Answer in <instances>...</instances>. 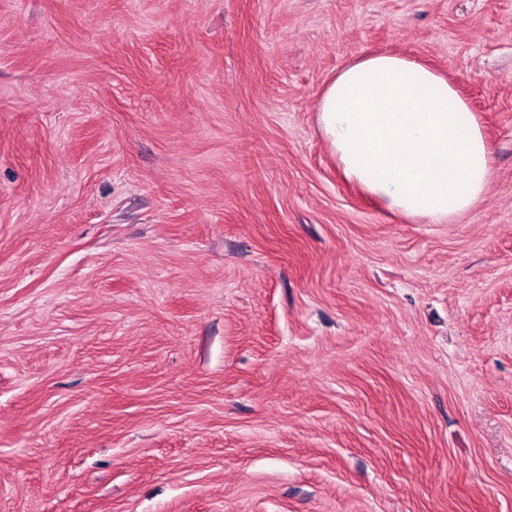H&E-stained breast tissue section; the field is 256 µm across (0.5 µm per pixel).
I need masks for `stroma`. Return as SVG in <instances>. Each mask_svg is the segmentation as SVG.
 I'll list each match as a JSON object with an SVG mask.
<instances>
[{"label": "stroma", "instance_id": "1", "mask_svg": "<svg viewBox=\"0 0 512 512\" xmlns=\"http://www.w3.org/2000/svg\"><path fill=\"white\" fill-rule=\"evenodd\" d=\"M378 51L481 102L452 223L319 129ZM0 512H512V0H0Z\"/></svg>", "mask_w": 512, "mask_h": 512}]
</instances>
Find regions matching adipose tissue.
Returning <instances> with one entry per match:
<instances>
[{"mask_svg":"<svg viewBox=\"0 0 512 512\" xmlns=\"http://www.w3.org/2000/svg\"><path fill=\"white\" fill-rule=\"evenodd\" d=\"M317 115L345 179L388 212L443 224L470 211L491 181L478 117L422 63L364 55L339 70Z\"/></svg>","mask_w":512,"mask_h":512,"instance_id":"ef3b65f1","label":"adipose tissue"}]
</instances>
